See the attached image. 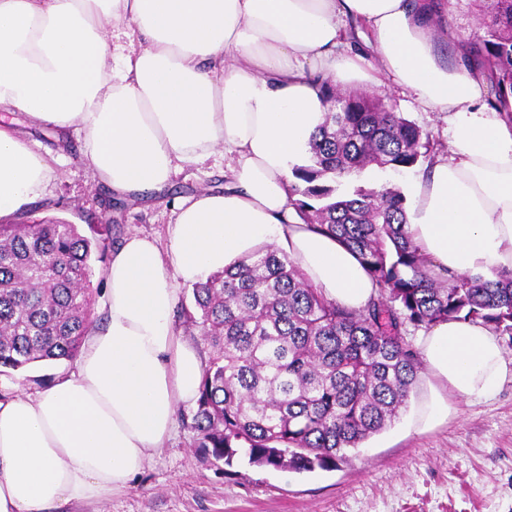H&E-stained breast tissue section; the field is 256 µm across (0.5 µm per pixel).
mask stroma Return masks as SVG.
Listing matches in <instances>:
<instances>
[{
    "label": "stroma",
    "instance_id": "obj_1",
    "mask_svg": "<svg viewBox=\"0 0 512 512\" xmlns=\"http://www.w3.org/2000/svg\"><path fill=\"white\" fill-rule=\"evenodd\" d=\"M385 94L429 135L434 151L448 147V115L435 112L396 83ZM30 145L54 159L56 180L38 218L77 225L95 237L102 224L124 237L142 233L166 243L172 202L224 187V157L187 164L159 192L117 199L95 183L77 135L59 140L54 128L21 125ZM75 360L39 362L0 374V388L37 393ZM427 387L419 372L408 406L379 434L348 451L335 468L298 474L245 463L225 468L204 459L185 426L192 408L179 406L176 430L127 491L103 502L70 503L61 512H512V381L490 398L457 401V411L425 432L413 424Z\"/></svg>",
    "mask_w": 512,
    "mask_h": 512
}]
</instances>
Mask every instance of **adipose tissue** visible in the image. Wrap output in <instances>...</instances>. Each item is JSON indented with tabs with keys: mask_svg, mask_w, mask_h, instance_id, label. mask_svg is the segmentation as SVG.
<instances>
[{
	"mask_svg": "<svg viewBox=\"0 0 512 512\" xmlns=\"http://www.w3.org/2000/svg\"><path fill=\"white\" fill-rule=\"evenodd\" d=\"M368 32L370 68L342 23ZM130 23L145 47L113 46ZM447 0H0V218L43 197L51 161L10 115L82 134L94 181L135 199L186 163L229 156L223 191L182 198L167 244L139 233L104 269L106 318L76 370L37 394H0V512H48L125 491L164 448L179 405L195 404L204 361L172 321L176 282L202 284L262 246L283 249L331 301L359 310L375 286L357 255L301 221L292 168L327 106V83L394 79L448 113V155L405 187V229L435 273L512 271V121L486 108L477 67L448 66ZM435 385L429 427L448 397L486 399L512 380L495 333L437 323L418 341Z\"/></svg>",
	"mask_w": 512,
	"mask_h": 512,
	"instance_id": "1",
	"label": "adipose tissue"
}]
</instances>
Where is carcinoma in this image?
<instances>
[{
	"instance_id": "1",
	"label": "carcinoma",
	"mask_w": 512,
	"mask_h": 512,
	"mask_svg": "<svg viewBox=\"0 0 512 512\" xmlns=\"http://www.w3.org/2000/svg\"><path fill=\"white\" fill-rule=\"evenodd\" d=\"M461 37L466 62L512 120V0H479ZM328 112L292 173L291 204L314 229L357 253L376 285L361 310L325 298L288 254L269 246L240 257L192 289L183 325L210 349L187 428L193 447L297 473L327 470L406 407L419 353L410 324L463 319L512 337V271L441 280L404 230L392 186L340 190L365 169L401 172L430 157L429 136L381 96L327 88ZM100 244L67 222L0 224V368L73 359L92 317V254Z\"/></svg>"
}]
</instances>
